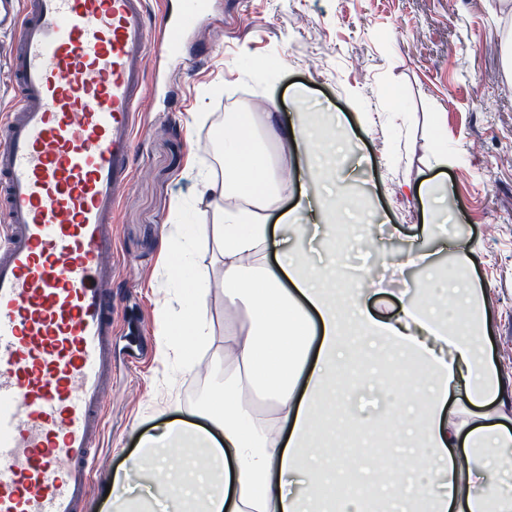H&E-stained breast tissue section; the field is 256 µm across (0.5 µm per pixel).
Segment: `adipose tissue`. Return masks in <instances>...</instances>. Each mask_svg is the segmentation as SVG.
<instances>
[{
    "mask_svg": "<svg viewBox=\"0 0 512 512\" xmlns=\"http://www.w3.org/2000/svg\"><path fill=\"white\" fill-rule=\"evenodd\" d=\"M253 124V113H225L224 178L203 182L206 192L241 198V205L224 208L219 223L191 228L221 244L230 324L224 358L212 366L220 383L201 412L207 423L172 421L146 435L138 455L113 471V489L134 479L155 486V493L132 498L138 512H157L161 498L176 512H346L349 490L312 482L315 458H337L324 446L317 456L306 453L314 446L315 408L335 403L341 366L360 351L388 350L399 356L395 375L425 384L420 392L401 386L389 403L400 414L396 443L409 454L399 468L372 470L384 477L388 501H403V512H512V430L487 423L482 413L491 402H512V383L490 361L483 289L452 270L446 281L456 287L454 312L443 310L429 287L383 319L372 314L362 277L337 287L335 253H325L318 269L301 263L303 225L295 226L287 257L270 262L279 245L276 227L291 215L279 209L285 186L269 171L266 145L313 153L324 137L303 122L283 124L275 112L265 115V140L251 137ZM187 237L170 235L162 243L182 315L165 322L159 352L190 373L207 336L208 286L190 259ZM353 332L359 343H349ZM258 395L270 398V409H257ZM459 445L461 465L452 455ZM150 455L157 463L149 472Z\"/></svg>",
    "mask_w": 512,
    "mask_h": 512,
    "instance_id": "ef3b65f1",
    "label": "adipose tissue"
}]
</instances>
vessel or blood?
<instances>
[{
  "label": "vessel or blood",
  "instance_id": "vessel-or-blood-1",
  "mask_svg": "<svg viewBox=\"0 0 512 512\" xmlns=\"http://www.w3.org/2000/svg\"><path fill=\"white\" fill-rule=\"evenodd\" d=\"M196 15L147 0H0L17 102L0 120V512H82L112 389V224L150 58Z\"/></svg>",
  "mask_w": 512,
  "mask_h": 512
}]
</instances>
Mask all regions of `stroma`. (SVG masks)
Wrapping results in <instances>:
<instances>
[{"instance_id": "obj_1", "label": "stroma", "mask_w": 512, "mask_h": 512, "mask_svg": "<svg viewBox=\"0 0 512 512\" xmlns=\"http://www.w3.org/2000/svg\"><path fill=\"white\" fill-rule=\"evenodd\" d=\"M179 45L177 79L147 80L134 146L136 173L115 216L112 279L119 334L112 337V390L106 398L94 488L84 509L105 499L108 474L138 449L141 436L204 403L217 382L206 368L175 381V363L158 353L162 318L181 308L162 239L177 224H208L214 200L200 174L220 173L223 115L228 109H277L281 122L331 112L326 130L345 158L325 186L300 178L288 162L281 206L300 196L314 208L344 199L335 247L342 264L369 269L374 312L394 314L427 285L423 269L401 274L384 255L406 247L435 253L438 271L462 269L483 288L489 351L512 379V0H204ZM448 143L450 163L433 167L434 136ZM431 179L442 200L431 216L400 185ZM473 253L463 256L459 242ZM194 264L209 271L202 363L224 356V293L219 249L205 237L191 245ZM399 417L348 439L344 425L319 424L316 438L341 454L357 449L373 461L390 445Z\"/></svg>"}]
</instances>
